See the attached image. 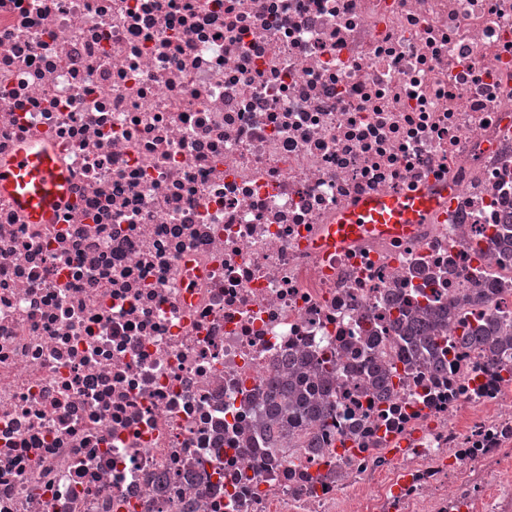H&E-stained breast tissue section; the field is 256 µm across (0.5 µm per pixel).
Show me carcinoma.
<instances>
[{"label": "carcinoma", "instance_id": "obj_1", "mask_svg": "<svg viewBox=\"0 0 512 512\" xmlns=\"http://www.w3.org/2000/svg\"><path fill=\"white\" fill-rule=\"evenodd\" d=\"M448 315V309L427 304L421 308L420 318L405 323L401 333L416 351L433 356L437 354L435 332L448 320ZM467 341L494 354L503 343H512V326L490 317L468 332ZM307 367L308 361L298 360L289 378L279 380L265 400V416L275 423L269 436L273 445L291 437L295 430L308 428L325 418L324 403L305 389Z\"/></svg>", "mask_w": 512, "mask_h": 512}]
</instances>
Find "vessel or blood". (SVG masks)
<instances>
[{
    "label": "vessel or blood",
    "mask_w": 512,
    "mask_h": 512,
    "mask_svg": "<svg viewBox=\"0 0 512 512\" xmlns=\"http://www.w3.org/2000/svg\"><path fill=\"white\" fill-rule=\"evenodd\" d=\"M64 185V175L45 151H19L9 165L0 167V189L10 191L35 224L52 220ZM432 206L431 199L423 194L369 199L345 211L331 234L340 241L357 235L368 224L399 228L416 223Z\"/></svg>",
    "instance_id": "obj_1"
}]
</instances>
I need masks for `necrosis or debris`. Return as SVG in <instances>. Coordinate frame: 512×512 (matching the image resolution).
Here are the masks:
<instances>
[{
    "label": "necrosis or debris",
    "mask_w": 512,
    "mask_h": 512,
    "mask_svg": "<svg viewBox=\"0 0 512 512\" xmlns=\"http://www.w3.org/2000/svg\"><path fill=\"white\" fill-rule=\"evenodd\" d=\"M24 148L67 185L49 224L0 192V512H512V347L462 339L512 324V0H0ZM325 356L326 421L268 448ZM432 206V200L424 194L369 199L345 211L331 234L339 242L357 235L366 224H376L385 229L400 228L405 224L416 223ZM448 315L449 311L446 307L441 309L427 304L421 308L419 319L405 322L404 327L401 328V333L417 352L436 355L437 351L434 348V343H436L435 332L448 320ZM466 336H468V343L480 346L489 354L498 352V350L504 346L502 343L503 340H506L509 344L512 343L511 325L500 322L493 317L481 321L479 325L471 329ZM289 378H282L265 400V416L275 423L269 440L272 445L290 438L295 430L311 427L325 418L324 403L304 386L308 361L299 359Z\"/></svg>",
    "instance_id": "4bbe7bcc"
}]
</instances>
